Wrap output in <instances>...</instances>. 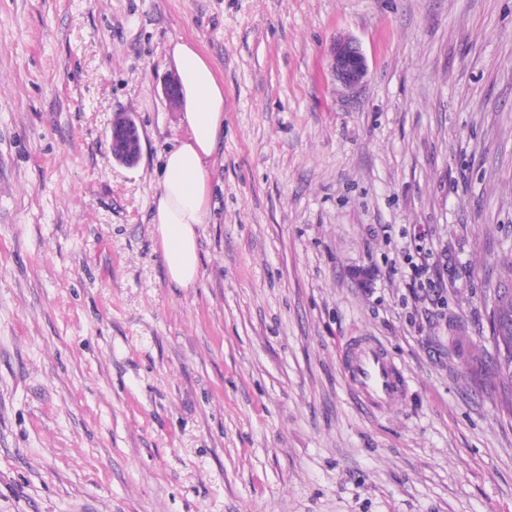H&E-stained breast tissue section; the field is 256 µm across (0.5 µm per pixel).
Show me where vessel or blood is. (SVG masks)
Listing matches in <instances>:
<instances>
[{
    "instance_id": "1",
    "label": "vessel or blood",
    "mask_w": 512,
    "mask_h": 512,
    "mask_svg": "<svg viewBox=\"0 0 512 512\" xmlns=\"http://www.w3.org/2000/svg\"><path fill=\"white\" fill-rule=\"evenodd\" d=\"M343 370L349 387L367 411L394 405L408 387L402 367L380 343L370 339L356 342L346 352Z\"/></svg>"
}]
</instances>
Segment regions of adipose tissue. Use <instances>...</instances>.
<instances>
[{
	"label": "adipose tissue",
	"mask_w": 512,
	"mask_h": 512,
	"mask_svg": "<svg viewBox=\"0 0 512 512\" xmlns=\"http://www.w3.org/2000/svg\"><path fill=\"white\" fill-rule=\"evenodd\" d=\"M168 52L181 84L187 134L164 158L152 222L169 281L190 288L199 279L198 229L209 215L210 168L224 128V89L192 44L174 40Z\"/></svg>",
	"instance_id": "obj_1"
}]
</instances>
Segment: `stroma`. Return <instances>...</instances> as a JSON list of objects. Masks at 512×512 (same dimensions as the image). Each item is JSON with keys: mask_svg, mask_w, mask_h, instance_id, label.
I'll list each match as a JSON object with an SVG mask.
<instances>
[{"mask_svg": "<svg viewBox=\"0 0 512 512\" xmlns=\"http://www.w3.org/2000/svg\"><path fill=\"white\" fill-rule=\"evenodd\" d=\"M180 38L224 87L191 288L151 222ZM511 258L512 0H0V512H512L470 377ZM360 336L410 379L390 409L343 379ZM332 71L346 89H352L363 82L367 75L366 57L360 44L353 38L336 40L331 47ZM114 123L123 122V123H132L136 124L135 119L130 114H119L115 116L113 119ZM132 124H120L117 126L112 125L111 134H112V155L115 149V139L120 140V144L118 146L119 149L128 151L131 155L136 154L139 157L140 154V137L138 133L137 126H133ZM402 253L412 286L420 289L437 288V283L427 275L428 268L423 263L419 264L414 260V255L411 253V250L408 249Z\"/></svg>", "mask_w": 512, "mask_h": 512, "instance_id": "stroma-1", "label": "stroma"}]
</instances>
